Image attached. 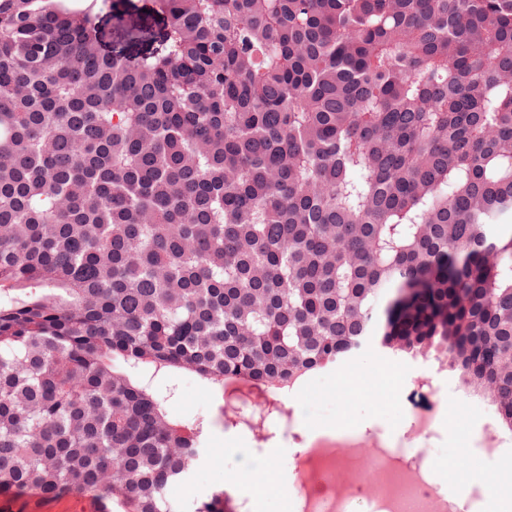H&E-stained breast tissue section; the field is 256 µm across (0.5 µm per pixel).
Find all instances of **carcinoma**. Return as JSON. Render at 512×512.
I'll use <instances>...</instances> for the list:
<instances>
[{"label":"carcinoma","instance_id":"obj_1","mask_svg":"<svg viewBox=\"0 0 512 512\" xmlns=\"http://www.w3.org/2000/svg\"><path fill=\"white\" fill-rule=\"evenodd\" d=\"M0 0V492L188 508L175 371L448 352L512 426V0ZM155 1L112 0V11L100 14L103 51L135 61L141 55L157 50L167 32V21L158 12Z\"/></svg>","mask_w":512,"mask_h":512}]
</instances>
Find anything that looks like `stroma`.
Returning <instances> with one entry per match:
<instances>
[{
	"instance_id": "1",
	"label": "stroma",
	"mask_w": 512,
	"mask_h": 512,
	"mask_svg": "<svg viewBox=\"0 0 512 512\" xmlns=\"http://www.w3.org/2000/svg\"><path fill=\"white\" fill-rule=\"evenodd\" d=\"M100 31L103 51L133 61L159 48L167 21L155 0H112L111 11L100 15ZM426 376L432 388L422 387ZM456 382L454 372H433L425 357L398 358L375 345L313 373L286 395L249 389L238 381L225 382L219 395L190 373H174L166 383L172 391L170 415L204 421L209 431L204 465L194 467L190 478L169 494L188 505L221 490L229 512L245 498L253 512H292L298 440L312 443L335 432L352 437L360 443L355 455L365 469L379 442L401 441L416 418L431 416L440 435L419 453L433 482L452 497L464 486L478 485L488 512H502L501 499L507 494L503 480L512 477V447L473 450L483 395L475 389L461 391ZM228 397L247 411L274 405L262 443H254L249 429L235 420H218V407ZM0 512H98V503L88 494L45 498L13 490L0 493Z\"/></svg>"
}]
</instances>
